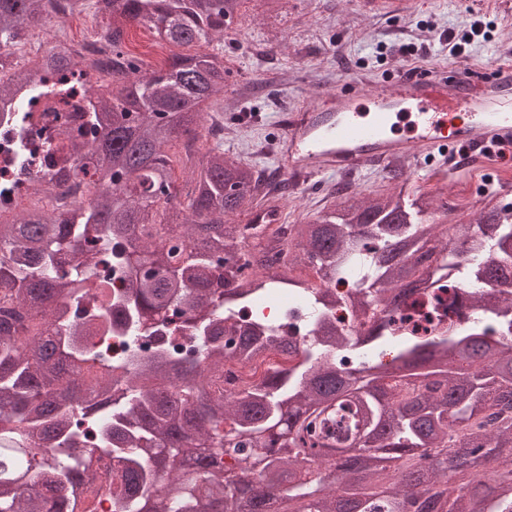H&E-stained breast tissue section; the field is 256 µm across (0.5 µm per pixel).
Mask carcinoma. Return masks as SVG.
<instances>
[{"instance_id": "obj_1", "label": "carcinoma", "mask_w": 512, "mask_h": 512, "mask_svg": "<svg viewBox=\"0 0 512 512\" xmlns=\"http://www.w3.org/2000/svg\"><path fill=\"white\" fill-rule=\"evenodd\" d=\"M241 0H69L71 15L106 20L100 60L50 46L14 64L44 0H0V101L22 98L32 75L86 72L82 125L96 140L71 171L91 195L65 214L29 212L0 223V512H76L80 468L112 454V512H512V203L492 192L476 222L438 238L435 196L400 188L358 192L293 224L265 172L224 153L213 97L227 70L217 51L175 55L150 72L124 52L128 26L182 47L224 38ZM118 85L117 92L110 87ZM211 146L178 200L175 139ZM249 212L247 224L234 217ZM91 259L129 287L112 295L83 273ZM310 329L279 334L238 311L273 300L295 265ZM356 278L345 294L335 291ZM464 285L469 314L432 336H399L394 315L417 288ZM93 298L152 334L181 319L193 354L161 346L114 364L83 346L74 319ZM344 307L362 324L336 326ZM269 352L288 366L224 396L227 362ZM353 431L321 425L343 410ZM166 478L159 495L155 483Z\"/></svg>"}]
</instances>
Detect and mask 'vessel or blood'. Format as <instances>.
Listing matches in <instances>:
<instances>
[{
    "label": "vessel or blood",
    "mask_w": 512,
    "mask_h": 512,
    "mask_svg": "<svg viewBox=\"0 0 512 512\" xmlns=\"http://www.w3.org/2000/svg\"><path fill=\"white\" fill-rule=\"evenodd\" d=\"M276 162L288 174L338 175L406 159L425 168L443 157L455 177L462 154L499 149L512 164V62L491 75L463 63L451 72L402 73L376 90L351 81L325 102L278 116Z\"/></svg>",
    "instance_id": "1"
}]
</instances>
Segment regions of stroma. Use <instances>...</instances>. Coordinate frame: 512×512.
Masks as SVG:
<instances>
[{
  "label": "stroma",
  "instance_id": "stroma-1",
  "mask_svg": "<svg viewBox=\"0 0 512 512\" xmlns=\"http://www.w3.org/2000/svg\"><path fill=\"white\" fill-rule=\"evenodd\" d=\"M358 0H288L281 14L260 15L251 0L224 37V65L228 70L224 89V146L247 163L268 170L276 166L273 155L261 146L280 130L276 116L283 106L321 102L350 77L365 79L368 87L381 85L402 69L448 66L449 32L469 28L477 19L492 22L489 39L464 45L461 56L474 68L491 71L496 60L512 56V14L499 13L493 0H416L408 12L359 10ZM73 43L87 35H101L102 20L86 25L84 16L36 29L29 46L40 54L58 32ZM435 190L438 175L404 167L402 180L373 168L344 176L311 179L308 190L288 206L291 219L305 217L330 204L329 189L358 187L373 197L398 187ZM512 190V180L483 165L467 167L449 181L438 204L448 207L449 220L475 221L487 193Z\"/></svg>",
  "mask_w": 512,
  "mask_h": 512
}]
</instances>
